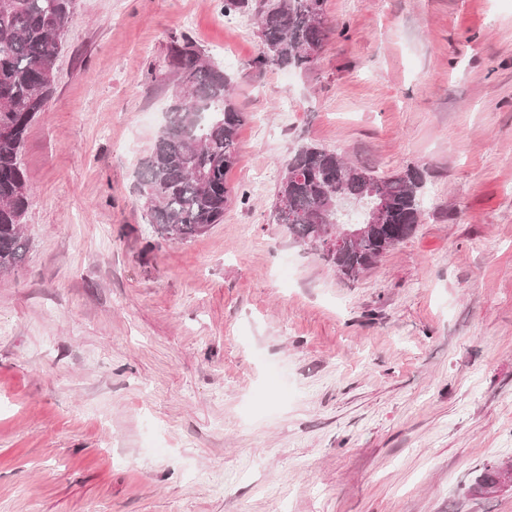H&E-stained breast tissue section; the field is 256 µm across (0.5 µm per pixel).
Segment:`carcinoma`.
Instances as JSON below:
<instances>
[{"instance_id": "obj_1", "label": "carcinoma", "mask_w": 512, "mask_h": 512, "mask_svg": "<svg viewBox=\"0 0 512 512\" xmlns=\"http://www.w3.org/2000/svg\"><path fill=\"white\" fill-rule=\"evenodd\" d=\"M75 0H0V273L25 260L28 242L22 220L29 186L19 162L26 131L47 111L54 92L62 38ZM224 16L258 21L260 49L249 69H309L331 29L324 0H224ZM173 82L166 121L140 161L137 177L144 215L153 232L189 241L224 220L232 190L227 172L238 158L237 135L244 121L233 96V79L202 58L188 39L171 47ZM278 185L273 217L303 244H320L319 225L336 213L330 202H362L365 184L376 183L386 214L341 252L323 254L347 277L372 267L406 239L419 223L423 179L413 170L378 178L347 164L338 153L316 144L294 151Z\"/></svg>"}]
</instances>
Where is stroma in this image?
<instances>
[{"mask_svg":"<svg viewBox=\"0 0 512 512\" xmlns=\"http://www.w3.org/2000/svg\"><path fill=\"white\" fill-rule=\"evenodd\" d=\"M308 71L251 69L222 0H78L0 273V512H512V0H326ZM246 119L223 223L148 233L137 164L174 40ZM311 142L424 180L347 278L271 217Z\"/></svg>","mask_w":512,"mask_h":512,"instance_id":"stroma-1","label":"stroma"}]
</instances>
